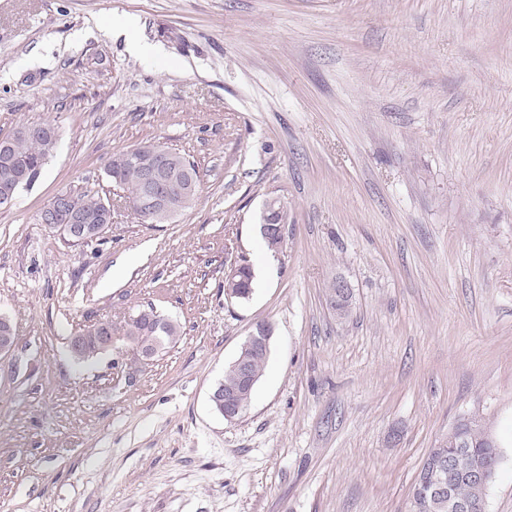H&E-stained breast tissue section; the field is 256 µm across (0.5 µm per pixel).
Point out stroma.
<instances>
[{
	"label": "stroma",
	"instance_id": "stroma-1",
	"mask_svg": "<svg viewBox=\"0 0 512 512\" xmlns=\"http://www.w3.org/2000/svg\"><path fill=\"white\" fill-rule=\"evenodd\" d=\"M45 121L52 159L0 209V512H408L463 413L499 444L488 512H512V0H0V137ZM150 141L200 180L166 224L104 173ZM87 188L112 227L72 246L38 214ZM150 308L181 332L145 364L124 330ZM105 319L112 348L75 362ZM260 322L225 421L209 394ZM236 273L230 285L229 275L224 281V293L227 296V286L231 289L234 301H247L253 294V272L247 264L236 266ZM270 330L272 333V326L269 324H256L242 345L243 354L238 355L233 364L242 388L251 389L257 382V377L251 371L246 352L267 347L271 338V336H268Z\"/></svg>",
	"mask_w": 512,
	"mask_h": 512
}]
</instances>
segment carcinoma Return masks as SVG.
I'll list each match as a JSON object with an SVG mask.
<instances>
[{
  "label": "carcinoma",
  "instance_id": "carcinoma-1",
  "mask_svg": "<svg viewBox=\"0 0 512 512\" xmlns=\"http://www.w3.org/2000/svg\"><path fill=\"white\" fill-rule=\"evenodd\" d=\"M58 142L57 128L49 123H23L8 136L6 145H0V178L4 165L1 160L12 161L25 167L31 177L37 178L43 172L48 160L53 156ZM166 151L172 155L166 173V189L162 214L145 216L146 224H163L189 208L198 192V171L194 163L184 155L162 144H138L113 153L105 164L106 175L119 182L127 192L126 202L137 204L144 195L143 175L153 166L154 155ZM73 207L87 219H93L104 210V196L99 191L86 189L73 195ZM224 286L231 289L233 300L247 301L253 294V272L246 264L236 266L233 279H225ZM180 335L177 322L149 310L134 318L125 331L127 339L155 344L164 349L175 342ZM84 336L80 350L71 353L77 362L88 361L102 349L91 332H82ZM457 432L448 434L437 441L429 454L433 457L451 448L460 451L463 460H493L500 457L499 446L492 437L488 422L476 414L465 413L458 416ZM448 486L453 494L464 498L487 496V490L468 483L461 478L448 476Z\"/></svg>",
  "mask_w": 512,
  "mask_h": 512
}]
</instances>
